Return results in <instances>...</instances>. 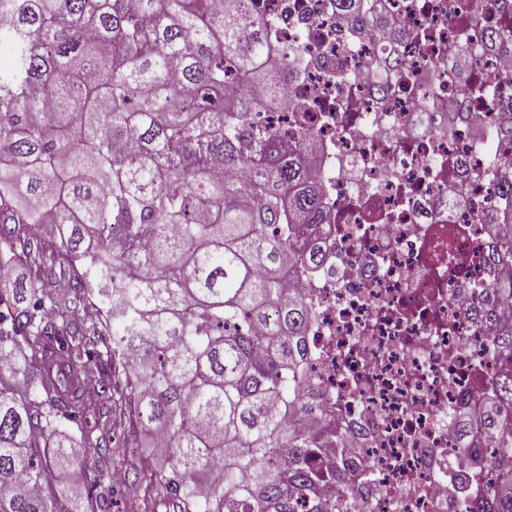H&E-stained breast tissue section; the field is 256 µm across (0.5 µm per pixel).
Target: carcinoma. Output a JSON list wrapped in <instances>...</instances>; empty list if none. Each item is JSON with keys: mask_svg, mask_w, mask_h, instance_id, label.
Returning a JSON list of instances; mask_svg holds the SVG:
<instances>
[{"mask_svg": "<svg viewBox=\"0 0 512 512\" xmlns=\"http://www.w3.org/2000/svg\"><path fill=\"white\" fill-rule=\"evenodd\" d=\"M251 0H0V268L32 277L0 288V512H96L112 481L111 439L82 430L91 362L109 418H134L167 461L178 512H324L307 507L318 448L287 415L305 410L308 309L288 268L320 266L305 232L323 216V189L303 157L248 115L274 92L297 48L262 63L239 34L268 21ZM485 43L512 46L487 29ZM234 75L242 94L225 95ZM57 224L71 268L55 288L57 251L27 233ZM97 289L105 314L87 307ZM496 400L488 438L512 406V312L494 313ZM134 351L124 361L120 351ZM87 497L54 506V469L71 463ZM293 452L282 464L276 449ZM224 461V485L208 480ZM485 512H512V473Z\"/></svg>", "mask_w": 512, "mask_h": 512, "instance_id": "1", "label": "carcinoma"}]
</instances>
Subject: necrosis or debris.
I'll return each mask as SVG.
<instances>
[{
	"instance_id": "4bbe7bcc",
	"label": "necrosis or debris",
	"mask_w": 512,
	"mask_h": 512,
	"mask_svg": "<svg viewBox=\"0 0 512 512\" xmlns=\"http://www.w3.org/2000/svg\"><path fill=\"white\" fill-rule=\"evenodd\" d=\"M448 3L381 0L360 19L327 0L254 2V16L275 21L268 57L300 46L302 66L281 94L249 104L262 125L314 135L305 158L324 210L309 242L323 261L317 276L287 278L309 310L300 419L320 447L319 471L333 473L346 448L344 483L329 478L318 496L353 489L354 512H455L464 499L482 512L460 463L468 442L503 471L483 415L499 364L492 314L506 301L496 286L512 279L488 259L512 232L502 196L512 139L500 133L512 117V53L484 52L482 41L485 28L512 29V0H483L478 26ZM497 74L506 81L492 93L473 92Z\"/></svg>"
}]
</instances>
